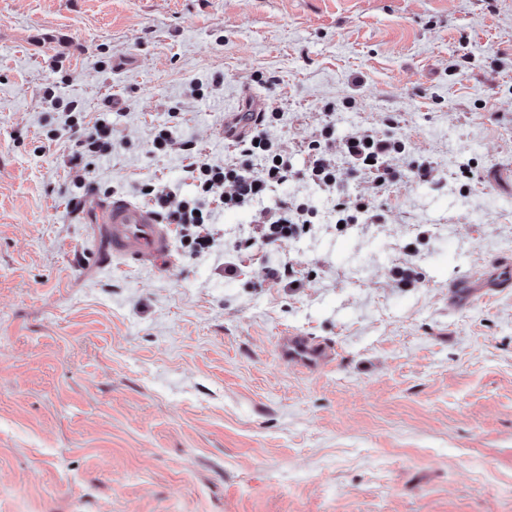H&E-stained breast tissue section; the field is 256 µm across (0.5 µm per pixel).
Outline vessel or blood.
Returning a JSON list of instances; mask_svg holds the SVG:
<instances>
[{"mask_svg": "<svg viewBox=\"0 0 512 512\" xmlns=\"http://www.w3.org/2000/svg\"><path fill=\"white\" fill-rule=\"evenodd\" d=\"M98 221L102 224L113 256L135 263H155L169 250L170 227L158 215L138 203L114 199L101 206ZM512 285V265H496L483 285L470 280L454 284L457 295L476 294L479 287L504 288ZM278 355L282 362L305 370L323 369L333 358L329 345L315 343L307 337L289 335L281 337Z\"/></svg>", "mask_w": 512, "mask_h": 512, "instance_id": "1", "label": "vessel or blood"}]
</instances>
